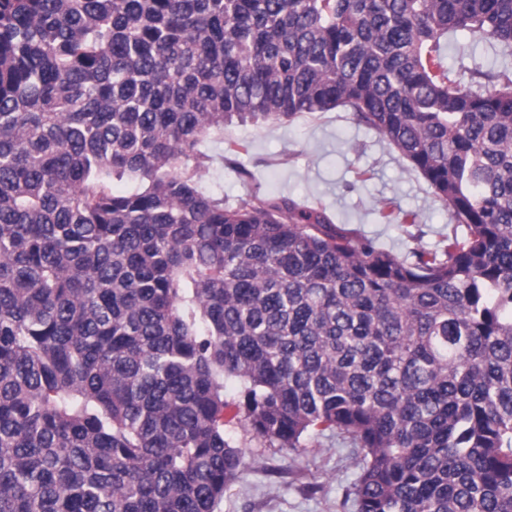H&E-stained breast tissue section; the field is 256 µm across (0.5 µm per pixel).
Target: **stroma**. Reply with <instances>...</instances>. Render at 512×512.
<instances>
[{
  "label": "stroma",
  "instance_id": "obj_1",
  "mask_svg": "<svg viewBox=\"0 0 512 512\" xmlns=\"http://www.w3.org/2000/svg\"><path fill=\"white\" fill-rule=\"evenodd\" d=\"M443 64L466 80L476 67L512 69V51L493 41L475 46L460 35L448 40ZM206 152L205 183L223 193L225 204L257 188L322 208L353 239L371 240L401 257L434 249L448 234V210L425 180L349 109L228 125L209 138ZM240 167L252 179L240 178ZM385 199L395 211L415 213L416 225L386 222L379 213ZM228 433L242 446L247 467L216 512H354L345 492L355 477L356 456L345 436L291 452L263 447L237 426Z\"/></svg>",
  "mask_w": 512,
  "mask_h": 512
}]
</instances>
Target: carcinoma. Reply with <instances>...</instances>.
Masks as SVG:
<instances>
[{
	"mask_svg": "<svg viewBox=\"0 0 512 512\" xmlns=\"http://www.w3.org/2000/svg\"><path fill=\"white\" fill-rule=\"evenodd\" d=\"M458 33L512 48V0H0V512H214L229 409L347 436L355 512H512V71L458 79ZM338 107L448 244L203 187L233 119Z\"/></svg>",
	"mask_w": 512,
	"mask_h": 512,
	"instance_id": "1",
	"label": "carcinoma"
}]
</instances>
